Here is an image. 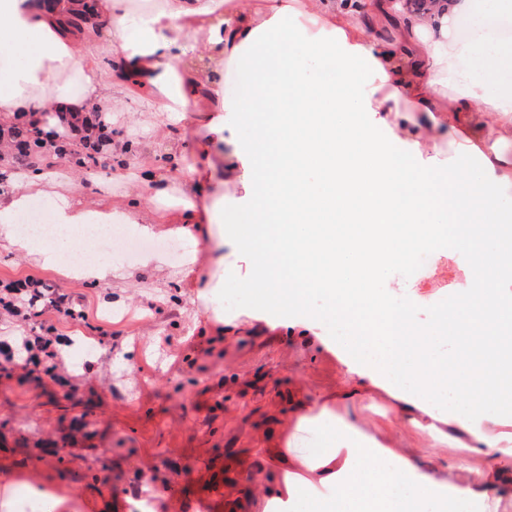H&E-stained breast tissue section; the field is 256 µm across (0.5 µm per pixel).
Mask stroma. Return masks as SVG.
Returning a JSON list of instances; mask_svg holds the SVG:
<instances>
[{
    "label": "stroma",
    "mask_w": 512,
    "mask_h": 512,
    "mask_svg": "<svg viewBox=\"0 0 512 512\" xmlns=\"http://www.w3.org/2000/svg\"><path fill=\"white\" fill-rule=\"evenodd\" d=\"M198 205L217 204L210 238L195 246L194 270L210 295L180 293L175 282L151 270L126 289L105 291L60 276L54 264L13 257L0 249V282L38 277L59 285L81 304L83 319L43 316L63 337L90 336L104 352L90 369L76 370L78 346L58 357L61 384L26 379L25 369L0 377V475L18 474L37 485L49 481L84 503L83 512H132L130 489L146 490L151 512H198L220 498L213 512H251V496L271 470L274 449L287 437L331 438L333 418L294 428L298 401L345 391L335 416L356 420L360 431L407 455L435 460L449 484L486 469L476 454L475 422L449 419L442 432L416 427L414 415L377 390L352 394L343 350L333 343L335 323L319 296H310L303 327H286L288 309L273 308L264 292L240 283L271 245L242 254L224 248L216 264L215 239L228 219H243L252 201L243 192L207 186ZM471 278L455 251L426 253L419 265L390 269L383 283L391 298L417 294L424 309L446 305ZM252 319L248 333L227 334L221 344L200 335L196 321L216 311ZM81 398V405L70 402Z\"/></svg>",
    "instance_id": "35a3bbf8"
}]
</instances>
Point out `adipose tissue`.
Returning <instances> with one entry per match:
<instances>
[{"instance_id":"obj_1","label":"adipose tissue","mask_w":512,"mask_h":512,"mask_svg":"<svg viewBox=\"0 0 512 512\" xmlns=\"http://www.w3.org/2000/svg\"><path fill=\"white\" fill-rule=\"evenodd\" d=\"M73 0L46 11L39 0H0V124L18 116L45 117L97 106L128 119L154 114L149 136L112 145V167L90 175L69 167L66 181L33 170L11 172L0 191V243L26 258L44 255L40 241L15 234L32 198L51 199V222L66 236L111 228L115 219L145 235L160 232L195 239V227L214 223L215 209L198 211L196 184L203 173L223 174L225 187L272 186L253 204L248 226L235 225L226 243L239 250L274 242L276 262L256 267L247 289L275 297L279 272L288 275V306L303 309L309 295L326 299V313L344 329L348 372L358 384L379 387L393 399L431 415L428 400L452 384H431L422 349L427 328L456 335L455 320H493L494 336H472L467 347L474 395L465 417L486 421L478 454L494 456L492 431L511 424L497 410L512 396V300L489 287L487 274L512 283V232L498 217L501 194L512 190V159L489 144L487 123L512 128V43H448L447 24L405 12L398 0H265L256 11L235 0H152L135 12L132 0H99L95 23L69 31L62 14ZM302 33L312 58L330 60L334 86L297 81L300 58L280 44ZM244 67L240 97L224 94V74ZM288 76L277 91L267 129L244 143L228 142L224 165L211 157L223 139L229 112L253 113L265 104L252 91L257 74ZM209 140L188 144L187 122ZM388 137L378 140L376 127ZM453 143L447 155L445 143ZM481 165L456 204L439 185L449 165ZM319 180L307 177L308 171ZM123 180L121 203L86 195L84 181ZM484 216L457 223L472 200ZM279 218L267 224L268 215ZM448 246L471 269L466 295L429 311L419 325L417 299L391 305L377 291L387 268L408 263L419 250ZM62 277L106 288L134 284L139 266L108 261L59 266ZM335 443L291 448L289 466L271 469L254 512H420L445 497L488 496L483 475L467 485L436 478L434 463L354 437L347 419Z\"/></svg>"}]
</instances>
